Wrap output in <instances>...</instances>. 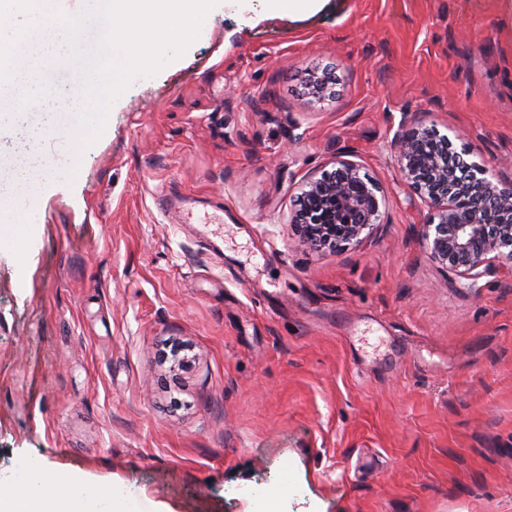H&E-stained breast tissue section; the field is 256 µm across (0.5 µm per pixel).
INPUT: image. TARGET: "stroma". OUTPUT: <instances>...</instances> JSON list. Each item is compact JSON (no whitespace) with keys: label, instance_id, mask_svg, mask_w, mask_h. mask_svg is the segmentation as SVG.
Masks as SVG:
<instances>
[{"label":"stroma","instance_id":"stroma-1","mask_svg":"<svg viewBox=\"0 0 512 512\" xmlns=\"http://www.w3.org/2000/svg\"><path fill=\"white\" fill-rule=\"evenodd\" d=\"M223 7L74 152L39 145L25 263L0 249V479L76 474L129 512H512V276L429 255L403 122L512 179V0ZM333 71L322 97L313 72ZM383 191L358 245L291 223L337 156ZM220 224L175 223L159 198ZM266 11L272 16H293L317 9L321 2L327 0H264Z\"/></svg>","mask_w":512,"mask_h":512}]
</instances>
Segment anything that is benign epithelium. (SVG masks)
<instances>
[{
  "label": "benign epithelium",
  "instance_id": "benign-epithelium-1",
  "mask_svg": "<svg viewBox=\"0 0 512 512\" xmlns=\"http://www.w3.org/2000/svg\"><path fill=\"white\" fill-rule=\"evenodd\" d=\"M431 136L415 123H403L390 151L403 180L434 210L423 225L432 260L464 279L475 280L496 263L512 272V180L494 181L475 163L467 165V179L458 180L438 155L420 152L419 141ZM300 196L293 224L312 250L356 245L381 223L380 185L343 156L332 170L306 181Z\"/></svg>",
  "mask_w": 512,
  "mask_h": 512
}]
</instances>
